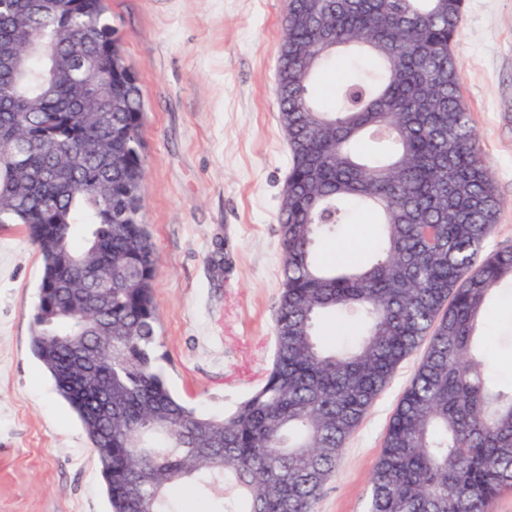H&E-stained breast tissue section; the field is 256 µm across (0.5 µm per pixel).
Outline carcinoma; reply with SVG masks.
I'll return each instance as SVG.
<instances>
[{
  "label": "carcinoma",
  "mask_w": 512,
  "mask_h": 512,
  "mask_svg": "<svg viewBox=\"0 0 512 512\" xmlns=\"http://www.w3.org/2000/svg\"><path fill=\"white\" fill-rule=\"evenodd\" d=\"M465 0H287L276 98L290 168L282 291L262 384L222 416L171 393L156 353L158 256L144 224L142 90L105 0H0V224H24L42 274L31 350L79 417L109 512H312L347 440L423 341L389 423L367 512H488L512 489V385L481 329L512 283L484 252L499 202L452 45ZM355 50L330 106L312 85ZM381 226L375 260L328 263L347 206ZM355 316L352 346L319 339ZM91 347L90 366L73 351Z\"/></svg>",
  "instance_id": "obj_1"
}]
</instances>
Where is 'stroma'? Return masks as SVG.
Here are the masks:
<instances>
[{
    "label": "stroma",
    "instance_id": "1",
    "mask_svg": "<svg viewBox=\"0 0 512 512\" xmlns=\"http://www.w3.org/2000/svg\"><path fill=\"white\" fill-rule=\"evenodd\" d=\"M285 0H107L145 100L143 217L159 254L157 352L171 390L220 415L264 380L281 293L277 222L289 151L275 101ZM500 203L487 251L512 246V0H466L453 47ZM355 215L321 258H371ZM41 257L0 224V512H108L82 425L33 355ZM484 357L512 382V285L484 315ZM421 353L403 361L347 441L313 512H365L388 422Z\"/></svg>",
    "mask_w": 512,
    "mask_h": 512
}]
</instances>
